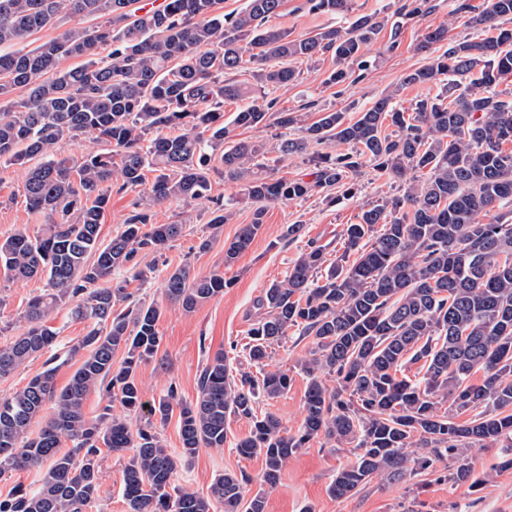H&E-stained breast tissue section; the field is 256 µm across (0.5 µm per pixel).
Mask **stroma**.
<instances>
[{
  "label": "stroma",
  "mask_w": 512,
  "mask_h": 512,
  "mask_svg": "<svg viewBox=\"0 0 512 512\" xmlns=\"http://www.w3.org/2000/svg\"><path fill=\"white\" fill-rule=\"evenodd\" d=\"M429 3L424 15L402 25L398 32L383 30L364 46L362 54L368 68L345 85L331 86L326 82L335 66L331 56H323L311 65L295 61V68L302 72L301 82L277 91L278 109L297 112L305 107L313 120L324 109L355 115L359 108L394 86L404 73L431 60L432 51L419 48L426 28L447 26L448 38L452 41L473 36V29L455 12L457 0H429ZM271 23L288 29L292 35L310 37L334 25L335 20L327 15L308 13L305 0H284L279 16L272 18ZM393 41L398 44L394 50L389 47ZM359 183L361 191L355 198L333 205L327 204L320 192L303 200L270 205L260 233L229 267L224 264V244L252 217V206L239 200V187L235 182L217 174L212 177L214 198L236 201L230 218L216 235L207 225L211 201L198 202L188 208L177 203L156 208L157 223L181 221L185 227L182 235L158 256L151 277L129 284L135 297L163 305L158 324L162 344L157 356L143 363L138 372L147 398L159 397L166 385L173 382L184 398L195 399L198 376L207 357L228 350L230 345L244 344L249 328L259 315L254 305L256 298L270 284L283 279L307 243L315 240L326 245L328 252H336L341 247L345 225L356 223L363 210L400 193L397 182L376 176L368 168L363 170ZM43 223V216L29 210L24 202L22 171L0 161V239L21 228L36 233ZM289 224L302 225L303 232L299 238L285 244L281 235ZM204 238L210 239L211 245L203 251L199 243ZM186 262L202 275L224 274L231 279V287L190 313L166 303L164 275L167 270ZM45 285L42 279L24 283L12 281L0 268V344L25 331L27 324L22 314L26 304ZM305 349V344L294 343L289 338L274 349L269 361L271 367L290 370L293 382L286 395L266 401L264 408L291 431L302 420L307 378L301 373L298 361ZM504 453L500 444L491 442L474 450L475 471L486 478L481 489L475 492L465 485L438 482L432 476L422 475L413 483L376 480L354 495L336 498L330 490L331 483L337 472L348 464L351 455L347 448L324 438L293 455L279 482L271 488H261L258 482L261 460H239L228 448L220 452L200 449L189 464L180 466L177 481L187 490L203 492L218 474L246 471L253 479L249 492L264 493L265 512H512V469L499 466ZM102 457L97 508L99 512H128L122 494L123 455L106 450Z\"/></svg>",
  "instance_id": "stroma-1"
}]
</instances>
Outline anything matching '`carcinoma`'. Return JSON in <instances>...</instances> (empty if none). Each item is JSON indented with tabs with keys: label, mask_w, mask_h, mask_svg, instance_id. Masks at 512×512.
Returning a JSON list of instances; mask_svg holds the SVG:
<instances>
[{
	"label": "carcinoma",
	"mask_w": 512,
	"mask_h": 512,
	"mask_svg": "<svg viewBox=\"0 0 512 512\" xmlns=\"http://www.w3.org/2000/svg\"><path fill=\"white\" fill-rule=\"evenodd\" d=\"M283 2L247 0L241 11L224 14L219 0H164L144 13L131 8L133 0H0V47L21 44L65 17L95 20L26 52L0 53V159L26 169L25 201L44 217L41 231L0 240V266L16 281L39 277L47 286L24 311L27 332L0 346V377L48 354L44 371L0 398V476L47 466L37 488L0 495V512H89L98 500L104 448L126 453L129 512H212L216 503L224 512H265L262 492L246 498L252 478L243 470L216 476L202 493L180 488L177 460L157 432L175 411L185 461L202 448H224L230 418L248 421L235 453L262 459L260 483L271 487L312 440L348 446L352 459L331 485L337 498L378 476L401 481L422 473L476 490L483 479L471 451L488 441L512 442V151L503 149L512 142V97L497 90L512 75V29L499 24L512 19V0H461L458 12L480 37L450 42L446 27L427 28L420 47L441 44L442 54L405 73L357 116L323 110L313 122L278 110L269 97L298 81L288 61L329 54L336 68L327 83L343 85L362 47L392 17L422 15L428 0L305 38L268 25ZM306 5L334 17L352 10V0ZM72 58L81 63L61 67ZM241 70L250 81L227 78ZM436 81V95L416 101L410 113L401 106L402 90ZM19 89L25 95L10 98ZM226 100L248 101L228 123ZM269 126L295 131L279 139L277 153L309 155L313 180L276 176L263 163L266 140L234 135L240 127ZM77 137L106 148L71 165L57 146ZM342 144L352 150L331 152ZM366 165L401 181L402 194L345 225V252L336 261L327 263L326 246L311 241L257 298L262 313L242 345L256 373H232V344L201 370L195 401L173 382L144 399L138 369L159 350L163 309L133 299L125 284H112V274L124 269L146 280L153 268L142 259L181 233L180 224L153 223V208L209 201L208 226L217 234L237 200L213 198L211 174L236 182L255 208L224 247L228 267L261 231L269 205L317 189L348 196ZM114 180L137 196L123 230L105 244L100 226ZM163 285L167 300L189 313L231 281L216 272L195 275L185 264L169 270ZM72 300V316L91 326L60 354L48 321ZM290 331L310 344L298 361L308 385L294 432L260 410L292 385L288 371L265 370L271 349ZM75 358L78 367L57 389L59 368ZM419 362L424 375L406 376ZM477 373L482 378L474 383ZM325 376L336 386L328 388ZM92 394L106 401L94 418L85 412ZM116 403L144 424L132 428L113 413ZM468 410L474 415L458 420ZM449 459L452 465L437 469Z\"/></svg>",
	"instance_id": "cac0c4a2"
}]
</instances>
